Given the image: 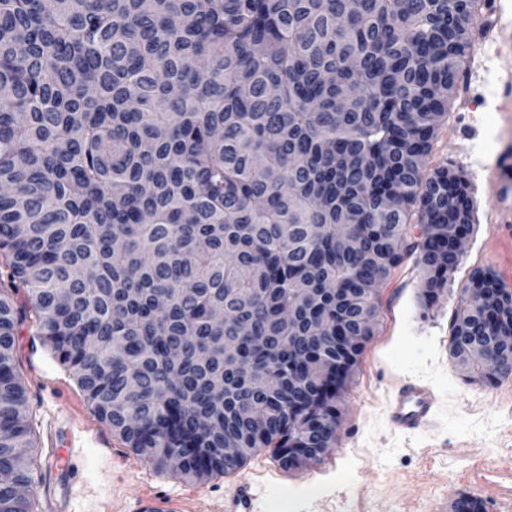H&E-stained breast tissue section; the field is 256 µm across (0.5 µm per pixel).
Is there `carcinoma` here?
Instances as JSON below:
<instances>
[{"instance_id": "cac0c4a2", "label": "carcinoma", "mask_w": 512, "mask_h": 512, "mask_svg": "<svg viewBox=\"0 0 512 512\" xmlns=\"http://www.w3.org/2000/svg\"><path fill=\"white\" fill-rule=\"evenodd\" d=\"M479 2L0 0V512H39L28 320L158 469L332 447L381 286L416 253L434 301L472 230L467 180L423 167ZM471 283L449 352L499 383L464 349L512 352V295Z\"/></svg>"}]
</instances>
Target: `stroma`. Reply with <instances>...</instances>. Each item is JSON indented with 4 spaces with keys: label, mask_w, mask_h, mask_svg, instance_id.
Wrapping results in <instances>:
<instances>
[{
    "label": "stroma",
    "mask_w": 512,
    "mask_h": 512,
    "mask_svg": "<svg viewBox=\"0 0 512 512\" xmlns=\"http://www.w3.org/2000/svg\"><path fill=\"white\" fill-rule=\"evenodd\" d=\"M507 70L512 54L493 58L488 73L462 79L424 166L428 174L445 166L470 181L473 228L448 290L423 306L425 274L415 257L395 269L381 290L377 331L344 391L336 441L320 460L285 470L265 448L239 471L203 483L156 469L101 422L28 324L17 337L16 370L33 410L38 468L32 494L40 512H50L62 496L69 512H133L141 491L183 498L193 512H222L225 496L253 476L261 482L260 512H450L463 495L482 500L485 512H512V379L496 386L466 381L449 353L458 300L472 274L490 268L497 187L482 165L512 148V123L498 112L495 95ZM411 377L429 381L438 394L432 424L414 435L394 429L386 411L390 391ZM59 418L82 434L70 451L67 479L49 460L48 434Z\"/></svg>",
    "instance_id": "1"
}]
</instances>
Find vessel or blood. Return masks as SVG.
I'll return each instance as SVG.
<instances>
[{
  "label": "vessel or blood",
  "mask_w": 512,
  "mask_h": 512,
  "mask_svg": "<svg viewBox=\"0 0 512 512\" xmlns=\"http://www.w3.org/2000/svg\"><path fill=\"white\" fill-rule=\"evenodd\" d=\"M499 40L512 42V0H492ZM493 173L497 184L495 204L501 215L489 248V257L500 268L499 286L512 293V155L500 154ZM434 407V393L420 380L409 378L394 392L389 407L391 424L398 430L414 433L426 426ZM259 495L252 483H241L235 494L224 502V512H258ZM137 512H187L186 500L160 497L142 492L136 499Z\"/></svg>",
  "instance_id": "obj_1"
}]
</instances>
